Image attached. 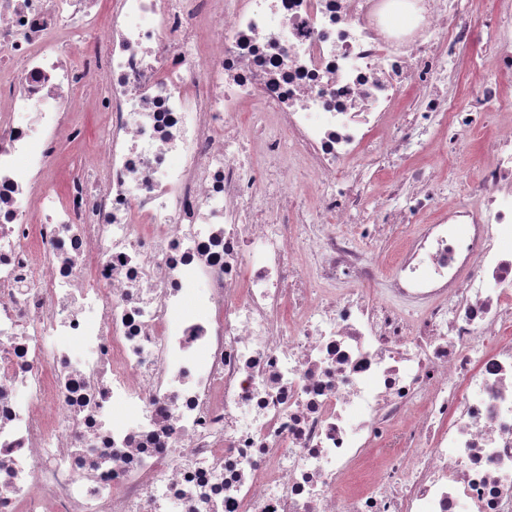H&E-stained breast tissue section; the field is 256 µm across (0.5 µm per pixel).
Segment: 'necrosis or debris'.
<instances>
[{
  "instance_id": "1",
  "label": "necrosis or debris",
  "mask_w": 512,
  "mask_h": 512,
  "mask_svg": "<svg viewBox=\"0 0 512 512\" xmlns=\"http://www.w3.org/2000/svg\"><path fill=\"white\" fill-rule=\"evenodd\" d=\"M467 9L0 0V512H512V119L437 207L512 76ZM375 166L371 233L437 212L385 277ZM444 175L448 181V204L462 196L468 186L477 184V162L462 149L448 153V166L444 170ZM370 179L366 186L365 198H366V221L364 224H340L337 225L336 230L340 232H346L351 236L352 243L359 249L375 254H383L389 256L394 261L401 253L402 246L407 236L414 230V225L427 224L433 217L436 216V212H427L424 214L416 215L412 217L411 224H398L395 225L392 233L387 236L379 238L367 237L361 234L359 230H353L352 226H360L365 224H373V208L379 201L378 192L381 185L388 180L387 176L383 172L375 171L374 169L370 172Z\"/></svg>"
}]
</instances>
